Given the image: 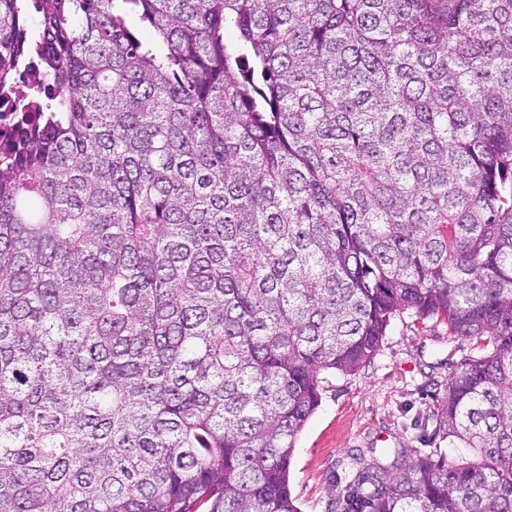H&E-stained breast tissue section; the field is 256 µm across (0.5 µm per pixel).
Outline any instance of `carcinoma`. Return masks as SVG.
Segmentation results:
<instances>
[{"label": "carcinoma", "instance_id": "1", "mask_svg": "<svg viewBox=\"0 0 512 512\" xmlns=\"http://www.w3.org/2000/svg\"><path fill=\"white\" fill-rule=\"evenodd\" d=\"M23 59L0 512H301L322 374L406 311L477 351L471 455L372 448L346 512H512V0H0Z\"/></svg>", "mask_w": 512, "mask_h": 512}]
</instances>
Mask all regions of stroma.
<instances>
[{
    "mask_svg": "<svg viewBox=\"0 0 512 512\" xmlns=\"http://www.w3.org/2000/svg\"><path fill=\"white\" fill-rule=\"evenodd\" d=\"M442 325L394 317L376 357L352 375L328 376L322 402L300 432L290 488L302 512H342V495L357 455L371 448H416L437 458L457 450L434 437L427 422L435 397L469 355Z\"/></svg>",
    "mask_w": 512,
    "mask_h": 512,
    "instance_id": "1",
    "label": "stroma"
}]
</instances>
